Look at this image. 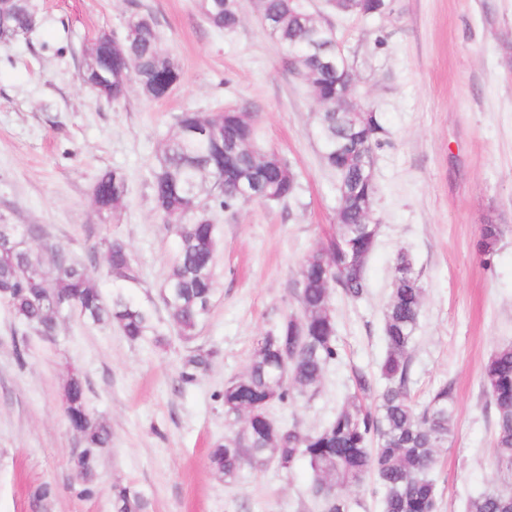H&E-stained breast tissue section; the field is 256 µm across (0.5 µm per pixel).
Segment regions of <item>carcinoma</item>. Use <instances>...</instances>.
Returning a JSON list of instances; mask_svg holds the SVG:
<instances>
[{
  "mask_svg": "<svg viewBox=\"0 0 512 512\" xmlns=\"http://www.w3.org/2000/svg\"><path fill=\"white\" fill-rule=\"evenodd\" d=\"M262 24L270 36L292 49L289 65L319 106L315 135L323 164L336 173L340 204L336 233L323 248L326 259L314 254L300 265L296 281L297 309L260 336L246 374L224 385V422L242 415L251 418L238 432L224 436L209 453L210 467L224 480L237 479L245 467L261 470L274 465L291 473L303 461L312 474L309 497L320 512H354L361 502L349 495L369 477L383 491V512H437L439 494L430 473L437 449L454 430L452 386L434 389L422 402L413 400L409 365L422 305V289L410 272L411 258L399 253L394 263L393 288L383 315L386 350L378 365L382 387L376 402L369 374L353 372L354 392L326 424L304 431L276 421L275 403L317 393L327 368L340 360L336 317L331 294L340 290L357 300L367 292L365 270L378 235L373 223L375 190L365 182L375 150L385 143L381 115L353 104L336 106V93L352 68L334 27L290 0H258ZM338 14L367 19L374 10L387 11L388 0H340ZM196 8L219 31H233L241 23L234 0H197ZM31 30V19L18 0L0 3V34ZM117 65L125 67L151 97L165 94L179 74L160 53L155 25H142L139 16L126 22ZM254 126L248 112L224 116L186 111L177 117L175 131L164 143L150 173L155 210L175 226L178 248L159 291V303L136 292L138 278L132 255L119 240L103 242L112 293L105 296L91 272L70 261L56 247L49 263L31 247L40 236L37 225L7 224L0 228V302L15 320L40 336L57 335L60 320L78 315L91 324H111L132 342L169 343L170 335L187 349L180 380L191 384L208 370L212 352L192 347L207 321L215 294V253L218 228L213 212L232 211L247 203L239 185L265 202H282L297 191L290 164L274 153L253 148ZM127 183L119 170H104L96 178L92 197L106 215L125 205ZM501 239L497 224L480 229L478 249L490 262ZM169 315L161 323L158 307ZM483 387L496 421L493 447L499 483L468 499L466 512H512V343L498 347L482 370ZM65 412L84 448L73 458L76 474L88 482L97 451L109 444L108 425L90 416L79 376L65 388ZM115 512H147L148 500L128 487L113 493Z\"/></svg>",
  "mask_w": 512,
  "mask_h": 512,
  "instance_id": "cac0c4a2",
  "label": "carcinoma"
}]
</instances>
